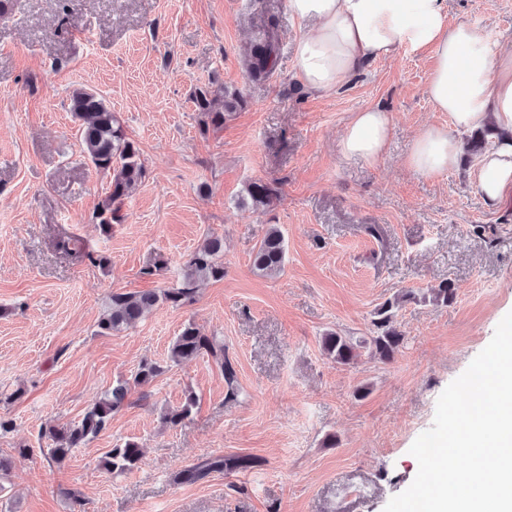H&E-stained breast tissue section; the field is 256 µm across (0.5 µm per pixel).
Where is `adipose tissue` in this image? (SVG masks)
Returning a JSON list of instances; mask_svg holds the SVG:
<instances>
[{
    "mask_svg": "<svg viewBox=\"0 0 512 512\" xmlns=\"http://www.w3.org/2000/svg\"><path fill=\"white\" fill-rule=\"evenodd\" d=\"M303 31L295 40L296 76L310 91L331 94L365 66L410 49L430 52L426 86L451 129L431 127L412 144L408 166L441 175L459 163V130L492 126L495 137L476 172L477 191L493 206L512 189V45L482 34L466 21L449 24L446 0H288ZM393 133L389 112H355L341 139L344 155L376 164Z\"/></svg>",
    "mask_w": 512,
    "mask_h": 512,
    "instance_id": "obj_1",
    "label": "adipose tissue"
}]
</instances>
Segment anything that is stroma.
Instances as JSON below:
<instances>
[{"label": "stroma", "mask_w": 512, "mask_h": 512, "mask_svg": "<svg viewBox=\"0 0 512 512\" xmlns=\"http://www.w3.org/2000/svg\"><path fill=\"white\" fill-rule=\"evenodd\" d=\"M446 4L449 23L512 42V0ZM270 22L276 72L253 83L244 50ZM297 33L287 0H18L0 17V394L18 395L0 404L13 422L0 453L16 457L0 512H70V489L86 512H384L412 483L409 449L439 395L512 312V196L486 203L466 154L442 175L407 166L424 129L451 126L426 95L431 53L400 51L325 96L295 76ZM202 86L239 91L247 105L201 132L191 93ZM83 87L118 113L146 167L107 233L95 214L110 177L83 152L67 108ZM365 107L394 123L377 164L340 151ZM254 180L276 189L271 206H238ZM273 226L287 260L262 276L252 256ZM210 235L224 240L223 280L200 282L191 304L161 303L133 328L99 333L112 292L177 285ZM67 238L74 252L58 249ZM158 259L163 272L145 274ZM445 280L455 301H424ZM406 293L391 362L342 365L323 352L325 333L371 335L375 310ZM190 322L223 339L240 402H225L211 359L170 362ZM146 359L166 372L132 388L92 442L50 461L43 426L79 420ZM189 392L191 416L165 426L162 412ZM128 440L143 450L138 467L106 469ZM214 455L254 464L174 484L175 472Z\"/></svg>", "instance_id": "obj_1"}]
</instances>
